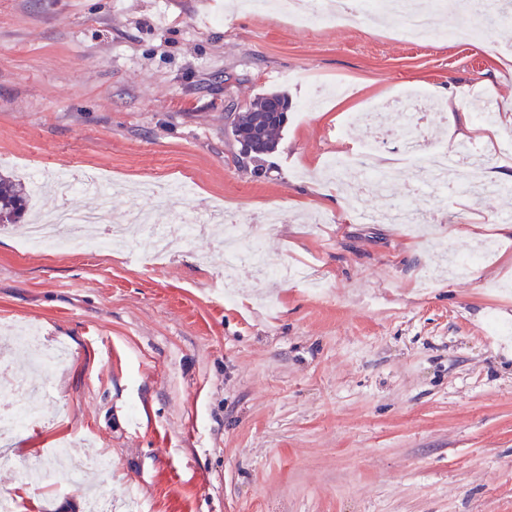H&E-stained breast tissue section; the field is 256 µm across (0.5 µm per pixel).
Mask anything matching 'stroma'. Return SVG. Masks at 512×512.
<instances>
[{"mask_svg":"<svg viewBox=\"0 0 512 512\" xmlns=\"http://www.w3.org/2000/svg\"><path fill=\"white\" fill-rule=\"evenodd\" d=\"M512 24L485 39L407 43L392 22L301 27L228 0H0V175L94 174L111 197L80 196L126 223L204 209L260 226L267 263L240 265L224 293L215 225L153 267L107 252L28 251L26 224L0 225V337L38 327L70 359L27 390L39 421L0 450V490L16 512H86L83 491L36 490L17 472L66 443L107 456L93 473L112 512H512V195L434 199L400 171L379 192L333 187L330 157L355 154L354 114L404 89L512 96ZM348 93L300 107L318 82ZM288 96L263 174L224 136L229 112ZM152 180L190 181L173 205L129 196ZM408 229L364 219L401 201ZM257 224V223H256ZM475 230L476 238L463 237ZM497 245L473 274L448 278L437 253ZM431 286H424L425 274ZM318 281L323 292L308 288Z\"/></svg>","mask_w":512,"mask_h":512,"instance_id":"stroma-1","label":"stroma"}]
</instances>
